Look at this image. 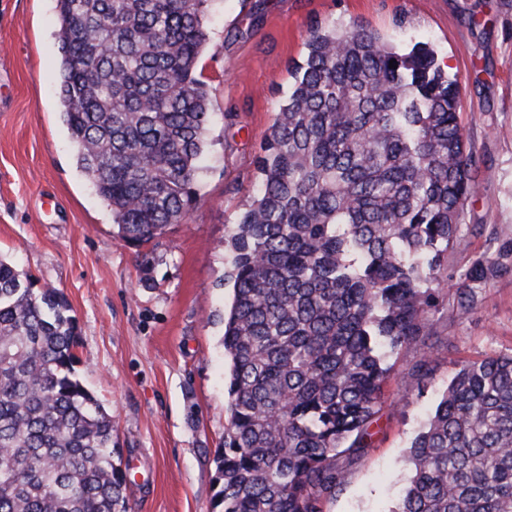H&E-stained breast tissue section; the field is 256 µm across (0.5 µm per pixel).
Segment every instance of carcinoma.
I'll use <instances>...</instances> for the list:
<instances>
[{
  "instance_id": "obj_1",
  "label": "carcinoma",
  "mask_w": 512,
  "mask_h": 512,
  "mask_svg": "<svg viewBox=\"0 0 512 512\" xmlns=\"http://www.w3.org/2000/svg\"><path fill=\"white\" fill-rule=\"evenodd\" d=\"M211 0H56L59 97L77 167L140 247L184 222L214 112L197 76ZM256 194L225 237L228 419L213 512H321L370 447L387 357L440 347L431 317L512 262V233L454 284L474 195L460 84L431 49L357 23L310 31ZM395 60L397 68L389 67ZM63 292L0 259V512H125L112 416L76 374ZM394 512H512V354L462 364L410 447Z\"/></svg>"
}]
</instances>
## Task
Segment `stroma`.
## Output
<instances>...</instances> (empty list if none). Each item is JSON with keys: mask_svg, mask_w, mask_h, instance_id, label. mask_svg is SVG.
<instances>
[{"mask_svg": "<svg viewBox=\"0 0 512 512\" xmlns=\"http://www.w3.org/2000/svg\"><path fill=\"white\" fill-rule=\"evenodd\" d=\"M55 0H0V257L64 292L80 332L77 374L115 422L128 469L126 512H212L224 441L228 364L221 339L233 289L227 230L258 183L256 162L287 102L314 26L370 27L399 52L433 49L465 88L459 122L478 165L463 236L464 272L512 232V0H213L197 73L215 117L205 170L184 223L137 248L77 169L57 95ZM459 314L432 317L442 349L428 377L418 351L393 354L372 445L348 465L324 512H393L411 474L409 447L461 362L512 353V270L482 284Z\"/></svg>", "mask_w": 512, "mask_h": 512, "instance_id": "stroma-1", "label": "stroma"}]
</instances>
